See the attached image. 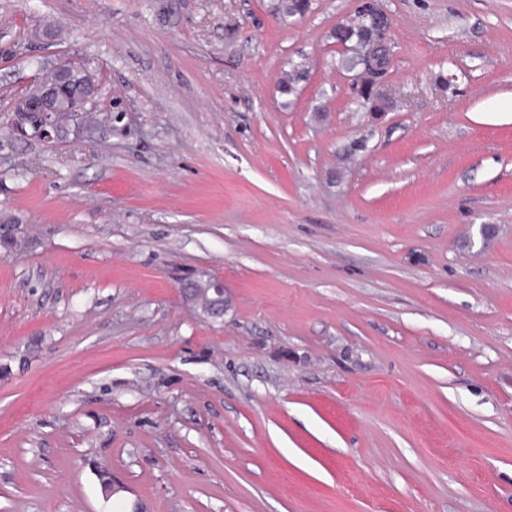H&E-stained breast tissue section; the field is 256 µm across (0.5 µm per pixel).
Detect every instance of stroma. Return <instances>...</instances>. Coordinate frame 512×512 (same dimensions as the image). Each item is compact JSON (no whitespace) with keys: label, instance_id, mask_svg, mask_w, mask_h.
Listing matches in <instances>:
<instances>
[{"label":"stroma","instance_id":"35a3bbf8","mask_svg":"<svg viewBox=\"0 0 512 512\" xmlns=\"http://www.w3.org/2000/svg\"><path fill=\"white\" fill-rule=\"evenodd\" d=\"M360 3L0 0V512H512V0H382L379 118ZM65 59L97 121L12 134ZM310 0H273L271 11L281 20L303 16L310 9ZM373 16L370 18L373 20V23L376 25L379 35V45L384 48L385 54L380 58H374L376 56L374 52V48H370L372 43L376 39L375 30L371 27L369 23V18L364 21V25L359 26L357 28L343 31L340 35L344 36L347 39L348 44L350 45H362L364 47L365 56L367 61L370 63V66H374V64L381 63L384 64L383 69L387 72L391 67L392 59H393V50H392V41H391V28L392 22L389 16L383 12L371 11ZM343 39L336 40V47L339 49L348 52L351 50L352 46H349ZM370 48V49H369ZM73 65L77 68L71 78V85L74 91L88 93L91 92L96 85L100 84V73L95 68L91 67L90 62L73 63ZM192 293V296L201 300L205 307L212 314H221L224 312V282L219 279L209 281L205 288H186Z\"/></svg>","mask_w":512,"mask_h":512}]
</instances>
